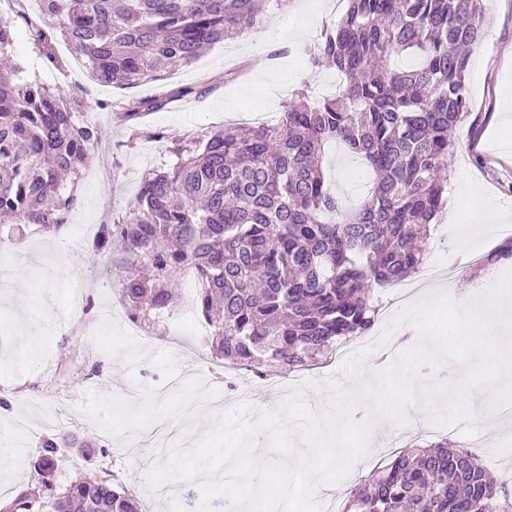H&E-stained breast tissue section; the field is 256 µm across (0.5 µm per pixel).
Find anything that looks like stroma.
I'll return each mask as SVG.
<instances>
[{"label":"stroma","mask_w":512,"mask_h":512,"mask_svg":"<svg viewBox=\"0 0 512 512\" xmlns=\"http://www.w3.org/2000/svg\"><path fill=\"white\" fill-rule=\"evenodd\" d=\"M336 2L267 0L259 28L204 50L196 62L170 75V86L203 91L187 98L183 112H154L138 124L122 121L119 113L138 111L141 100L154 94L155 83L118 89L84 80L88 110L101 128L102 142L82 171L80 202L68 231L51 237L29 224L19 239L0 242V277L10 283L0 290V398L11 405L0 409V497L26 485L37 446L59 434L75 445L63 448L57 461L58 484L80 474H114L138 492L145 512H173L188 492L198 490V482L174 480L154 487L150 472L173 447L191 448L242 386L257 394L247 404L252 418L263 412L283 414L285 403L296 397L324 420L333 416L335 400L343 394L350 399L348 417L369 423L365 453L349 473L338 484L313 489L314 498L331 501L328 512H342L358 481L378 461H390L385 442L398 428L407 430L402 447L408 450L444 438L465 446L482 439L478 421L498 424L489 394L472 399L470 416L453 427L433 425L418 405L407 410L402 426L376 413L369 399L354 393L355 378L344 370L347 359L362 349L357 339L346 354L322 367L281 375L276 388L245 374L227 382L212 364L204 337L175 334V323L194 310L192 278H185L170 314L160 318L152 333L140 335L118 304V271L108 258L89 256L103 214H128L142 175L175 162L171 148L176 139L227 122L256 125L278 118L307 85L321 96L332 93L335 70L310 68L307 59L324 25L339 19ZM486 8L485 35L472 51L468 73L470 110L453 131L448 205L423 261L427 267L452 266L451 279L459 289L482 293L503 269L479 260L494 250L502 226L512 227V0H487ZM273 49L282 52L274 63L266 58ZM235 68L238 79L225 81V73ZM101 100L112 101V112L98 109ZM154 131L162 132V140L151 139ZM323 170L331 192L346 207H357L374 187L372 169L332 142L324 147ZM489 200L498 204L502 225L474 227V214ZM64 251L71 264L92 270L81 288H70L59 276H40L44 268L60 263ZM375 294V332L388 339L371 346L368 357L390 364L407 348L402 329L390 327L397 316V293L379 288ZM187 369L195 371L196 381L181 392H168V376ZM109 435L117 445L100 454Z\"/></svg>","instance_id":"1"}]
</instances>
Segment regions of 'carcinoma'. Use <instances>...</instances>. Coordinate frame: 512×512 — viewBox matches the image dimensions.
<instances>
[{"label": "carcinoma", "instance_id": "cac0c4a2", "mask_svg": "<svg viewBox=\"0 0 512 512\" xmlns=\"http://www.w3.org/2000/svg\"><path fill=\"white\" fill-rule=\"evenodd\" d=\"M266 0H40L28 37L60 64L61 38L99 86L164 82L203 48L259 27ZM486 0H346L308 63L332 66L335 95L303 93L275 124L226 123L176 147L177 162L142 175L123 218L100 225L90 256H112L130 318L173 309L182 280L224 365L264 379L316 365L374 326L373 286L406 281L448 204V131L469 107L472 49ZM12 21L0 17V56ZM412 56L410 68L397 64ZM192 94L164 89L141 102L160 112ZM88 90L52 88L15 63L0 70V224L66 229L77 179L102 140L84 112ZM343 142L377 175L356 210L325 186L324 146ZM59 443L44 439L33 478L0 512H142L117 477L54 484ZM345 512H512V497L475 455L446 440L398 452L351 491Z\"/></svg>", "mask_w": 512, "mask_h": 512}]
</instances>
